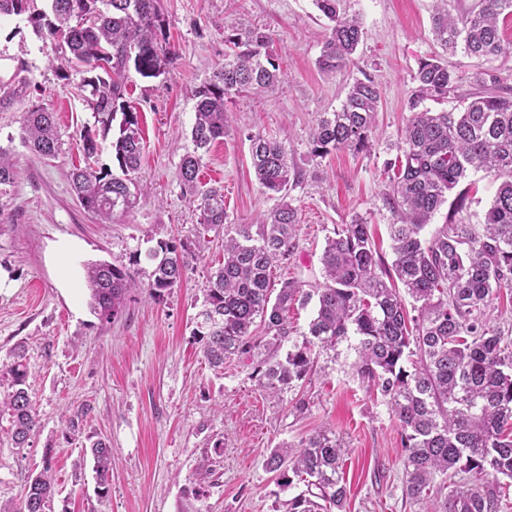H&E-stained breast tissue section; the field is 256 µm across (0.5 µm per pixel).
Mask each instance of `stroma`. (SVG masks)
<instances>
[{
    "instance_id": "obj_1",
    "label": "stroma",
    "mask_w": 512,
    "mask_h": 512,
    "mask_svg": "<svg viewBox=\"0 0 512 512\" xmlns=\"http://www.w3.org/2000/svg\"><path fill=\"white\" fill-rule=\"evenodd\" d=\"M364 37L353 64L323 74L318 59L330 23L312 0H160L164 29L178 57L160 76L129 71L125 104L137 112L144 150L137 198L112 222L98 223L71 190L69 174L85 166L80 132L94 118L79 74L62 79L49 63L54 43L26 16L0 20V148L13 155V184L0 188V371L17 344L27 349L29 393L41 428L24 446L0 415V503H19L27 481L52 457L57 492L47 512H287L302 482L283 487L265 459L329 429L346 444L344 512H434L403 494L401 434L386 403L357 379L353 341L315 354L299 387L268 397L248 360L209 365L192 336L210 269L224 258L223 235L206 230L180 184L190 151L195 90L224 64V32L251 22L271 33L285 73L274 90L235 97L225 131L204 154L200 181L224 192L225 221L258 224L278 204L251 167L248 137L262 134L288 149L300 174L289 197L299 210L295 254L272 280L321 283V255L340 224H369L392 261L383 168L395 157L410 116L407 98L421 59L438 50L433 0H343ZM371 78L382 97L369 150L310 153L320 113L338 107L350 85ZM54 114L62 141L45 160L21 142L32 105ZM462 209L446 205L434 224H482L497 190L485 173L463 183ZM207 239L209 247L181 284L158 299L136 291L122 314L101 324L88 305L84 265L128 259L148 241ZM305 409H296L298 399ZM81 434L68 435L71 417ZM112 444L107 494H99L88 437Z\"/></svg>"
}]
</instances>
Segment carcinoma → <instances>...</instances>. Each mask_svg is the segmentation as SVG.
Listing matches in <instances>:
<instances>
[{
    "mask_svg": "<svg viewBox=\"0 0 512 512\" xmlns=\"http://www.w3.org/2000/svg\"><path fill=\"white\" fill-rule=\"evenodd\" d=\"M0 0V16L28 14L52 42H60L56 68L81 75L80 88L94 114V126L80 139L86 157H94L99 138L113 130L112 152L120 174L91 166L70 175L83 207L102 222L128 209L135 199V173L143 150L138 115L122 102L126 75L135 69L156 77L173 65L176 52L160 24L158 0ZM341 0H314L331 23L318 59L327 73L350 65L363 31L359 19L340 11ZM432 34L443 55L462 51L478 61L472 76L476 92L463 111L433 112L423 103L445 101L461 77L442 55L419 61L416 87L407 108L399 154L385 163L388 203L397 222L389 225L393 261L386 267L370 231L359 219L342 224L327 237L321 263L323 283L306 292L295 281L271 288V270L286 263L296 248L298 208L288 200L297 180L288 149L260 134L249 136L251 163L263 191L279 204L252 233L249 224L224 225V193L198 188L202 154L224 138V106L229 97L274 88L283 79L270 50L266 30L243 24L224 34V66L195 93L193 150L183 159L180 180L196 201L200 223L224 230V261L206 279L203 302L192 335L209 364L224 366L232 356L255 359L267 394L276 397L313 371L314 351L334 349L356 337L358 378L384 397L403 438L405 497L416 504L442 495L440 512H503L504 484L512 480V333L490 326L486 311L493 300L512 294V93L483 63L512 52L499 26L512 17V0H479L476 7L452 13L450 0H435ZM381 102L371 79L355 81L340 107L320 113L311 134L310 153L362 152L370 147ZM22 143L44 158H54L61 140L53 113L35 105L25 112ZM472 171H484L499 185L477 228L445 222L426 237L423 230L447 204L448 196ZM15 164L0 149V186L14 182ZM205 242L160 240L146 251L153 266L139 280L140 253L129 262H90L86 283L90 307L101 322L122 314L130 292L157 298L179 284ZM413 300L411 316L400 290ZM315 301L300 343L285 358L274 355L290 342L294 327L288 310ZM267 339L254 335L256 320ZM25 347H14L6 369L10 391L0 407L11 419L12 439L24 445L39 427L28 392ZM100 494L108 491L112 448L101 438L90 443ZM346 448L330 430L316 432L296 447L275 449L266 468L282 485L298 479L307 493L289 500L288 512L342 509L348 491L342 460ZM51 460L30 477L22 512H46L54 493Z\"/></svg>",
    "mask_w": 512,
    "mask_h": 512,
    "instance_id": "carcinoma-1",
    "label": "carcinoma"
}]
</instances>
